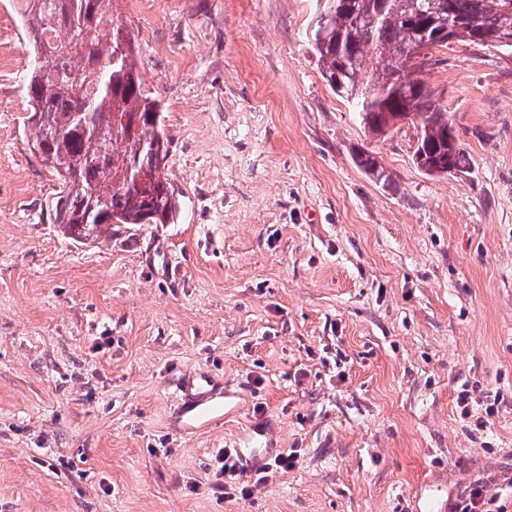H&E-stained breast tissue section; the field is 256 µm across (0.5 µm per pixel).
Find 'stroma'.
<instances>
[{"label": "stroma", "mask_w": 512, "mask_h": 512, "mask_svg": "<svg viewBox=\"0 0 512 512\" xmlns=\"http://www.w3.org/2000/svg\"><path fill=\"white\" fill-rule=\"evenodd\" d=\"M317 12L114 0L180 211L83 245L50 220L0 0V512H455L473 484L512 512V51L457 44L418 71L466 153L428 175L420 121L373 134L325 81ZM195 369L227 394L186 431L173 383ZM463 389L476 414L501 395L486 427ZM227 448L271 466L248 498L216 486Z\"/></svg>", "instance_id": "obj_1"}]
</instances>
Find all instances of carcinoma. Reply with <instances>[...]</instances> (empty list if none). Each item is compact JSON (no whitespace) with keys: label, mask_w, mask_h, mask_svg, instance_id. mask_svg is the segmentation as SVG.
Instances as JSON below:
<instances>
[{"label":"carcinoma","mask_w":512,"mask_h":512,"mask_svg":"<svg viewBox=\"0 0 512 512\" xmlns=\"http://www.w3.org/2000/svg\"><path fill=\"white\" fill-rule=\"evenodd\" d=\"M19 0L35 61L26 93L43 164L58 180L51 201L53 223L75 243L102 242L120 224H171L178 212L167 178L153 160L152 144L163 136L159 104L145 93L134 34L112 22L109 40L99 27L112 0ZM313 49L330 87L353 101L367 126L389 113L420 117L418 148L429 165L464 171L466 155L437 101L401 60L456 42L512 50L493 29L479 30L488 13L512 21V0H324ZM377 50L366 66L367 50Z\"/></svg>","instance_id":"1"}]
</instances>
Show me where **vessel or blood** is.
Wrapping results in <instances>:
<instances>
[{"instance_id": "vessel-or-blood-1", "label": "vessel or blood", "mask_w": 512, "mask_h": 512, "mask_svg": "<svg viewBox=\"0 0 512 512\" xmlns=\"http://www.w3.org/2000/svg\"><path fill=\"white\" fill-rule=\"evenodd\" d=\"M176 388L181 398L180 413L185 425L192 426L211 419L223 409L220 397L224 391V382L209 371L198 370L184 374Z\"/></svg>"}]
</instances>
